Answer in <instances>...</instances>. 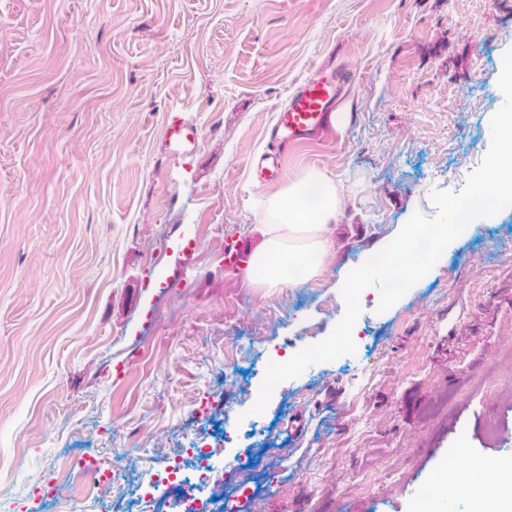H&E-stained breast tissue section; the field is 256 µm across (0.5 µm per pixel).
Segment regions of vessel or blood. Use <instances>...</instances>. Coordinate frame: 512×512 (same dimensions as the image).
<instances>
[{
    "label": "vessel or blood",
    "instance_id": "1",
    "mask_svg": "<svg viewBox=\"0 0 512 512\" xmlns=\"http://www.w3.org/2000/svg\"><path fill=\"white\" fill-rule=\"evenodd\" d=\"M352 85L350 73L328 60L299 83L287 105L267 129V146L254 163L255 179L267 185L280 180L288 149L332 136L331 116Z\"/></svg>",
    "mask_w": 512,
    "mask_h": 512
}]
</instances>
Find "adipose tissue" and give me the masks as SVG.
<instances>
[{"label":"adipose tissue","mask_w":512,"mask_h":512,"mask_svg":"<svg viewBox=\"0 0 512 512\" xmlns=\"http://www.w3.org/2000/svg\"><path fill=\"white\" fill-rule=\"evenodd\" d=\"M338 212L336 183L310 169L266 198L260 223L263 241L248 269L249 279L268 288H301L321 270L329 247L326 233ZM434 493L418 512H448V485L471 502V512H512V463L481 465L449 476L447 466L430 475Z\"/></svg>","instance_id":"obj_1"}]
</instances>
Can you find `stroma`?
Returning <instances> with one entry per match:
<instances>
[{"label": "stroma", "mask_w": 512, "mask_h": 512, "mask_svg": "<svg viewBox=\"0 0 512 512\" xmlns=\"http://www.w3.org/2000/svg\"><path fill=\"white\" fill-rule=\"evenodd\" d=\"M510 49L512 0H0V512H177L182 490L139 487L198 440L224 459L198 512L244 461L259 512H415L442 463L512 460V209L389 310L366 289L355 355L251 411L257 368L325 339L349 272L464 188ZM331 57L355 75L336 133L257 187L269 124ZM308 169L340 200L321 272L260 287L263 202ZM83 455L117 470L110 498L59 474Z\"/></svg>", "instance_id": "obj_1"}]
</instances>
